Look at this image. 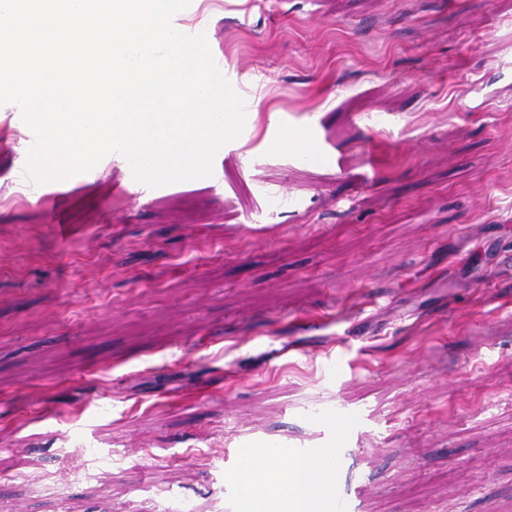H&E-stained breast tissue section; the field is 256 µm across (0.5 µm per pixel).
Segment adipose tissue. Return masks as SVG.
<instances>
[{
	"label": "adipose tissue",
	"mask_w": 512,
	"mask_h": 512,
	"mask_svg": "<svg viewBox=\"0 0 512 512\" xmlns=\"http://www.w3.org/2000/svg\"><path fill=\"white\" fill-rule=\"evenodd\" d=\"M238 478L255 502L261 500L266 485L281 486L285 496L279 512H303L305 498L298 497V490H306L307 498L318 499L334 490L336 483L335 472L325 470L321 461L286 465L279 462L275 450L269 448L251 450L240 467Z\"/></svg>",
	"instance_id": "adipose-tissue-1"
}]
</instances>
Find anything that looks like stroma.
<instances>
[{
  "mask_svg": "<svg viewBox=\"0 0 512 512\" xmlns=\"http://www.w3.org/2000/svg\"><path fill=\"white\" fill-rule=\"evenodd\" d=\"M173 24L251 113L203 186L30 183L0 106V512H228L249 442L344 449L360 512H512V0ZM310 125L339 164L275 150Z\"/></svg>",
  "mask_w": 512,
  "mask_h": 512,
  "instance_id": "1",
  "label": "stroma"
}]
</instances>
